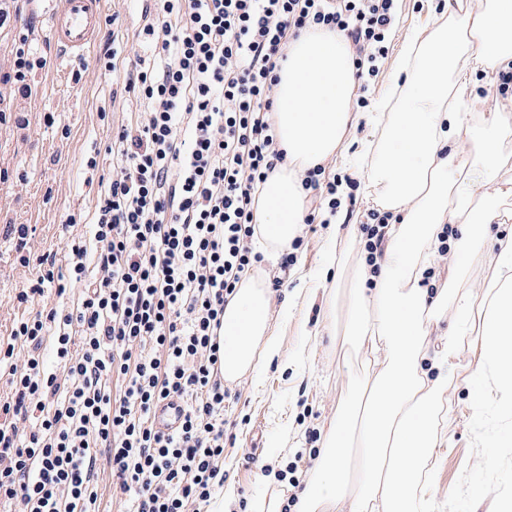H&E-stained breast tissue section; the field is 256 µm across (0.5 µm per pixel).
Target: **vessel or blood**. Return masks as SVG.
I'll use <instances>...</instances> for the list:
<instances>
[{"mask_svg":"<svg viewBox=\"0 0 512 512\" xmlns=\"http://www.w3.org/2000/svg\"><path fill=\"white\" fill-rule=\"evenodd\" d=\"M103 11L104 0H52L37 22L62 53L54 62L55 68H62L66 59L88 54L100 30ZM183 416L184 406L176 398L157 403L152 412L154 427L161 433L178 429Z\"/></svg>","mask_w":512,"mask_h":512,"instance_id":"1","label":"vessel or blood"}]
</instances>
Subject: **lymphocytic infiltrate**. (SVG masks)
<instances>
[{
	"mask_svg": "<svg viewBox=\"0 0 512 512\" xmlns=\"http://www.w3.org/2000/svg\"><path fill=\"white\" fill-rule=\"evenodd\" d=\"M394 0H154L140 31L161 67L126 71L140 117L113 135L96 222L68 216L64 253L35 250L22 314L0 341V512H203L224 485V383L212 336L262 261L253 206L284 160L269 120L290 36L341 32L358 76L388 57ZM30 30L13 81L45 68ZM342 174L306 172V223L336 210ZM180 428L154 430L161 400ZM184 416L183 403L177 398H168L157 403L152 412L155 429L169 433L179 428Z\"/></svg>",
	"mask_w": 512,
	"mask_h": 512,
	"instance_id": "lymphocytic-infiltrate-1",
	"label": "lymphocytic infiltrate"
}]
</instances>
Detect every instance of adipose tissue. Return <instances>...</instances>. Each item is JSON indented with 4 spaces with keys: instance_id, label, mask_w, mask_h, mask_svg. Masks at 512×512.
<instances>
[{
    "instance_id": "adipose-tissue-1",
    "label": "adipose tissue",
    "mask_w": 512,
    "mask_h": 512,
    "mask_svg": "<svg viewBox=\"0 0 512 512\" xmlns=\"http://www.w3.org/2000/svg\"><path fill=\"white\" fill-rule=\"evenodd\" d=\"M278 70L271 115L286 161L259 191L256 243L268 255L291 247L308 210L301 174L334 156L348 129L379 132L362 139L364 193L393 214L382 252L360 262L345 333L368 350L377 371L365 385L364 415L337 412L311 478L296 493L297 512H430L439 425L462 353V330L475 306L484 310L476 381L484 396L474 415H512V242L501 244L495 277L482 297L458 287L464 253L488 242V227L507 217L512 180L501 143L512 135V105L474 122L471 76L485 85L512 70V0H447L433 27L404 36L398 67L380 109L357 112L359 83L345 37L310 30L291 39ZM449 239L448 285L429 293L443 225ZM290 304L273 309L266 288L243 279L224 307V379L232 383L260 362L279 359L277 327ZM447 323L440 337L433 326Z\"/></svg>"
}]
</instances>
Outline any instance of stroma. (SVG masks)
Returning <instances> with one entry per match:
<instances>
[{"label": "stroma", "instance_id": "obj_1", "mask_svg": "<svg viewBox=\"0 0 512 512\" xmlns=\"http://www.w3.org/2000/svg\"><path fill=\"white\" fill-rule=\"evenodd\" d=\"M152 0H112L104 12L117 15L116 25H102L82 78L52 76L43 91L15 89L7 80L12 37L28 24L22 0H0V111L12 116L0 131V169L9 168L23 183L0 192V336H8L18 317L9 297L30 275L15 265L7 247L5 229L28 224L44 246H63L68 215L81 213L92 221L96 201L94 179L109 177L113 160L107 150L112 135L108 113L126 111L121 75L97 69L100 54L111 47L126 55L152 59L149 48L136 43L137 32ZM53 114L52 126L39 124L40 114ZM96 167H88V158ZM335 251L342 274L336 311L337 323L346 320L347 304L356 283L353 269L361 253L357 225L347 224L344 235L329 238L325 225L304 233L297 260L281 286H274L280 262H263L256 276L270 289L274 305L296 301L279 338L284 363L258 368L229 384L224 404L225 482L234 490L233 512H252V502H281L285 482L278 478L286 466L306 482L316 457L310 433L324 435L343 406L352 404L358 383L351 344L343 337L315 335L317 311L298 303L301 278L316 274L328 251ZM472 347H465L450 392L447 425L441 431L442 448L433 458L436 483L435 512H503L512 501V448L493 452L482 426L470 418L468 379L477 368Z\"/></svg>", "mask_w": 512, "mask_h": 512}]
</instances>
